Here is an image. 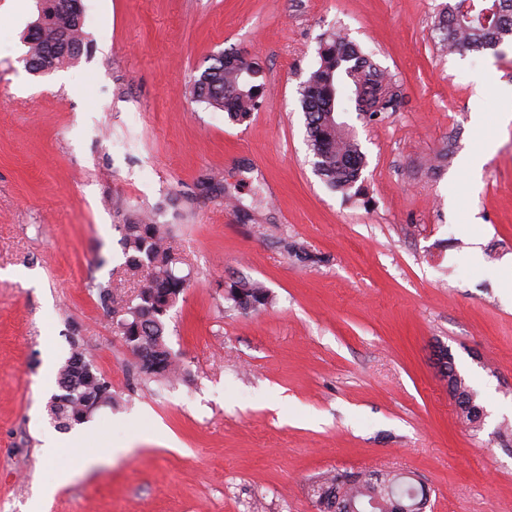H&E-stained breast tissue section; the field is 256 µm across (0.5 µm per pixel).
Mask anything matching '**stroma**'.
<instances>
[{
    "label": "stroma",
    "instance_id": "stroma-1",
    "mask_svg": "<svg viewBox=\"0 0 512 512\" xmlns=\"http://www.w3.org/2000/svg\"><path fill=\"white\" fill-rule=\"evenodd\" d=\"M81 3L88 50L36 76L35 0H0V512H29L62 463L77 474L43 512H317L307 486L336 470L415 474L426 512H512V42L442 51L445 0ZM337 30L398 94L341 115L365 156L353 201L315 173L299 94ZM230 50L263 68L242 124L189 93ZM152 209L190 281L166 320L172 383L139 374L95 289L142 285L116 226ZM239 280L271 302L234 308ZM74 335L112 385L88 468L43 453L68 437L46 404ZM440 344L479 431L458 422ZM448 376H449V382L450 384H453V390L455 392H458L461 396H466V403H470V401L473 403L470 406H467L465 408L461 407L460 412H458L459 419L461 422L469 427V428H478L480 426L478 422V415L476 412V408L481 407L479 406L477 401V392L474 391L467 383L464 378L460 374V372L456 369L454 360H452V365L450 366V374L446 378L443 379L447 380L448 382Z\"/></svg>",
    "mask_w": 512,
    "mask_h": 512
}]
</instances>
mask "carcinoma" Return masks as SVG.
<instances>
[{"label": "carcinoma", "mask_w": 512, "mask_h": 512, "mask_svg": "<svg viewBox=\"0 0 512 512\" xmlns=\"http://www.w3.org/2000/svg\"><path fill=\"white\" fill-rule=\"evenodd\" d=\"M444 46L451 53L480 52L512 41V0H448L440 15ZM83 14L52 3L44 24L34 35L23 36L30 61L59 69L78 59L87 45ZM319 65L300 87L306 120L308 148L321 179L333 190L361 194L358 182L364 157L359 144L340 113L354 102L364 115H375L394 107L396 94L390 82L372 62L340 34L335 33L318 49ZM262 68L254 58H238L225 51L194 81L196 101L222 111L234 123H243L258 109ZM129 270L147 272L143 287L133 295L119 296L111 285H98L100 304L112 314L117 335L139 357L140 373L167 381L177 372V359L165 341V316L188 287L179 274L181 261L167 243L169 228L151 213H130L115 225ZM225 299L244 312L255 311L271 301L267 288L258 282L238 281L225 291ZM453 390L470 405L458 412L469 428L479 427L477 392L450 366ZM61 394L47 403L55 426L67 430L88 421L100 406L112 403V386L97 374L82 344L71 341V354L59 371ZM340 496L368 512H403V507L424 504L429 491L411 476L389 472L327 473L313 481V497L319 512H336L333 498Z\"/></svg>", "instance_id": "cac0c4a2"}]
</instances>
